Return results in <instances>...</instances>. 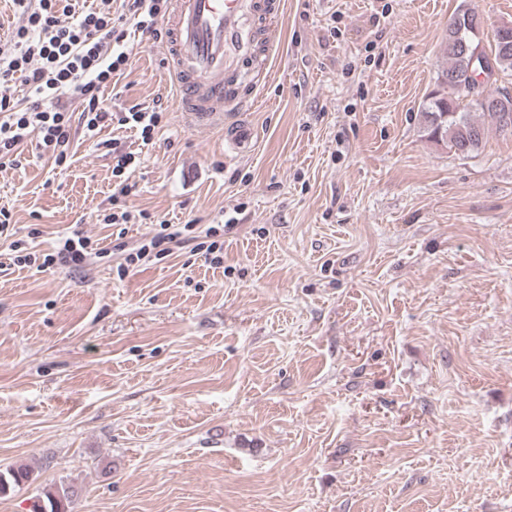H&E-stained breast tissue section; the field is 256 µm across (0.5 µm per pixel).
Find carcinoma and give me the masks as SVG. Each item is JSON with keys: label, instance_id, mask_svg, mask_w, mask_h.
Here are the masks:
<instances>
[{"label": "carcinoma", "instance_id": "cac0c4a2", "mask_svg": "<svg viewBox=\"0 0 512 512\" xmlns=\"http://www.w3.org/2000/svg\"><path fill=\"white\" fill-rule=\"evenodd\" d=\"M480 53L490 72L495 75L512 74V40L505 42L500 31H494L490 51L480 47L479 37L464 28L448 26L442 43L444 63L436 82H445L444 91H433L420 110L423 137L435 144H443L457 155L467 157L478 151L486 138L488 128L512 136V113L501 112L494 101L503 96L506 88H488L491 80L479 81L470 73V60ZM479 118H474L473 113ZM30 479V470L13 466L0 470V495L4 496ZM76 490L71 485H53L42 490L32 504V512H68V504Z\"/></svg>", "mask_w": 512, "mask_h": 512}]
</instances>
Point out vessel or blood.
I'll return each mask as SVG.
<instances>
[{
  "mask_svg": "<svg viewBox=\"0 0 512 512\" xmlns=\"http://www.w3.org/2000/svg\"><path fill=\"white\" fill-rule=\"evenodd\" d=\"M163 23L168 32L166 65L178 89V105L195 126L223 122L239 111L242 84L273 76L271 59H258L247 22L265 24L268 0H170ZM229 151L247 155L254 149L252 131L226 124Z\"/></svg>",
  "mask_w": 512,
  "mask_h": 512,
  "instance_id": "b4317fda",
  "label": "vessel or blood"
}]
</instances>
